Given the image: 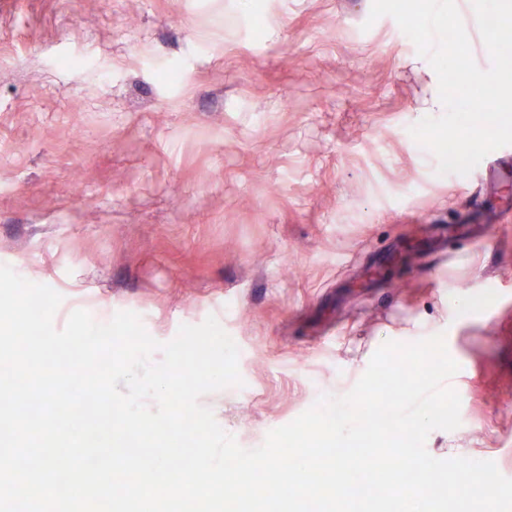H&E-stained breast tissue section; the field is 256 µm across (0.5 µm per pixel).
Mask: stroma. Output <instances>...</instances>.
<instances>
[{"label":"stroma","instance_id":"1","mask_svg":"<svg viewBox=\"0 0 512 512\" xmlns=\"http://www.w3.org/2000/svg\"><path fill=\"white\" fill-rule=\"evenodd\" d=\"M371 4L0 0V264L62 295L59 330L215 316L243 384L200 403L246 449L443 336L461 424L426 449L512 478V145L497 191L438 175L409 133L437 75Z\"/></svg>","mask_w":512,"mask_h":512}]
</instances>
